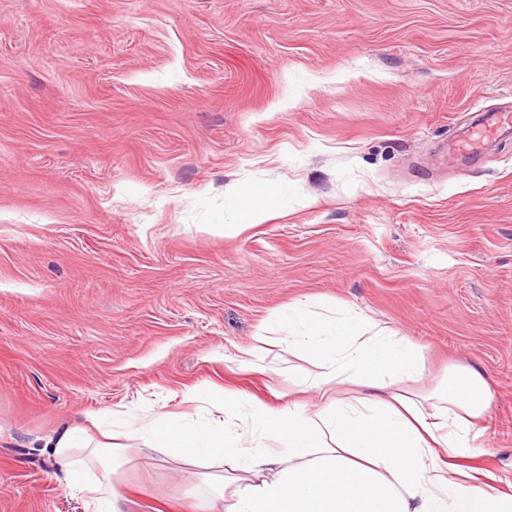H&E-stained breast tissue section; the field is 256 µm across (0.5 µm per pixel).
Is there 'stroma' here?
Returning a JSON list of instances; mask_svg holds the SVG:
<instances>
[{
  "mask_svg": "<svg viewBox=\"0 0 512 512\" xmlns=\"http://www.w3.org/2000/svg\"><path fill=\"white\" fill-rule=\"evenodd\" d=\"M512 0H0V512H86L43 439L110 409L273 407L302 355L240 368L313 301L419 346L429 396L480 368L467 463L512 482ZM263 206L228 211L224 190ZM219 224L242 225L227 237ZM133 445L127 512H200L202 473ZM492 112L486 120L469 126L467 134L457 142L456 152L469 155L479 154L500 127L511 126L512 110L510 107Z\"/></svg>",
  "mask_w": 512,
  "mask_h": 512,
  "instance_id": "35a3bbf8",
  "label": "stroma"
}]
</instances>
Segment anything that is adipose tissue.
Returning a JSON list of instances; mask_svg holds the SVG:
<instances>
[{
	"instance_id": "adipose-tissue-1",
	"label": "adipose tissue",
	"mask_w": 512,
	"mask_h": 512,
	"mask_svg": "<svg viewBox=\"0 0 512 512\" xmlns=\"http://www.w3.org/2000/svg\"><path fill=\"white\" fill-rule=\"evenodd\" d=\"M279 327V336H256L248 357L274 347L299 352L318 369L312 387L351 383L360 394L278 409L228 392L214 402L215 420L191 424L158 413L128 427L126 441L169 449L188 467L220 457L223 473L203 477L207 512H512V493L490 486L483 471L454 464L474 455L492 405L479 369L450 373L438 403L428 406L394 391L422 377L421 350L366 316L337 319L301 303L281 314ZM242 413L246 430L227 428L226 419ZM45 445L78 486L83 471L71 448H91L109 474L126 461L125 444H91L81 429Z\"/></svg>"
}]
</instances>
